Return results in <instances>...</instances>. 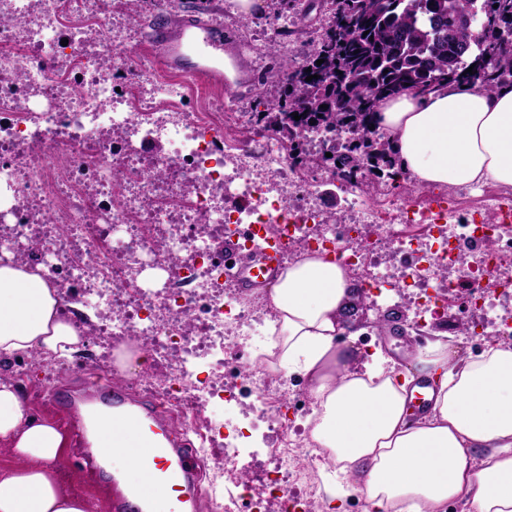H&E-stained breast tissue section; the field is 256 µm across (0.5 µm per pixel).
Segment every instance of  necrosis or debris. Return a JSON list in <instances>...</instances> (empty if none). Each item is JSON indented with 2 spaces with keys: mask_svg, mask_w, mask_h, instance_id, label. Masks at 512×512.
<instances>
[{
  "mask_svg": "<svg viewBox=\"0 0 512 512\" xmlns=\"http://www.w3.org/2000/svg\"><path fill=\"white\" fill-rule=\"evenodd\" d=\"M111 17L112 0H0V255L95 296L89 335L170 356L158 392L187 427L223 435V456L204 467L236 490L226 512H300L315 489L289 490L297 455L278 451L253 489L238 467L244 433L209 413L230 399L268 430L288 420L274 376L229 354L268 315L225 287V238L251 252L272 237L296 257L335 253L371 296L417 289L419 317H437L468 285L470 334L506 338L512 316L495 301L512 299V189L421 199L401 179L368 195L345 187L336 223L321 201L333 172L295 165L276 137L240 134L236 103L181 110L202 86L133 65ZM153 142L165 151L146 156Z\"/></svg>",
  "mask_w": 512,
  "mask_h": 512,
  "instance_id": "1",
  "label": "necrosis or debris"
}]
</instances>
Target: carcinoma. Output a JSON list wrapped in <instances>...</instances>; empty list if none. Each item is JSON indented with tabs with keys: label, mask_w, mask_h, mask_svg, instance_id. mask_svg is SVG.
Wrapping results in <instances>:
<instances>
[{
	"label": "carcinoma",
	"mask_w": 512,
	"mask_h": 512,
	"mask_svg": "<svg viewBox=\"0 0 512 512\" xmlns=\"http://www.w3.org/2000/svg\"><path fill=\"white\" fill-rule=\"evenodd\" d=\"M330 22L313 51L299 62L268 68L263 82L281 86L279 97L262 98L269 123L286 114L293 130L289 149L299 163L318 161L305 148L304 132L321 124L334 133L328 152L347 184L371 160L395 176L401 164L389 136L377 128L381 104L412 87L442 82L470 84L484 92L512 86V47L498 42L497 29L512 25V0H331ZM474 6L472 23L459 25L453 8ZM322 59L324 63L317 64ZM480 68L476 77L467 69ZM315 76L308 81L306 77ZM300 119H294V116Z\"/></svg>",
	"instance_id": "cac0c4a2"
}]
</instances>
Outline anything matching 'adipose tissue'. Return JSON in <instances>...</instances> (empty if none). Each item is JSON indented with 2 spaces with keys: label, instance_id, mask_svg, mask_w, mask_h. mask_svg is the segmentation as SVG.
Masks as SVG:
<instances>
[{
  "label": "adipose tissue",
  "instance_id": "adipose-tissue-1",
  "mask_svg": "<svg viewBox=\"0 0 512 512\" xmlns=\"http://www.w3.org/2000/svg\"><path fill=\"white\" fill-rule=\"evenodd\" d=\"M376 120L420 185H512L511 86L490 94L470 85L406 91L386 100ZM357 289L339 259L305 254L268 290L277 335L269 368L308 381L310 437L329 468L330 512L355 494L364 512H444L460 497L469 512H512V344L493 340L456 360L436 339L403 372L379 352L360 362L357 348L336 344ZM61 302L40 269L1 263L0 357L77 352L81 331ZM422 380L433 405L418 418L413 384ZM96 432L112 463L154 495V512H170L142 454L114 442L110 420ZM0 441L11 444L16 460L0 469V512H87L85 498L64 488L56 468L67 433L31 416L8 378L0 379Z\"/></svg>",
  "mask_w": 512,
  "mask_h": 512
}]
</instances>
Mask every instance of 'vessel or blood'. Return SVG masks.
Listing matches in <instances>:
<instances>
[{
	"label": "vessel or blood",
	"mask_w": 512,
	"mask_h": 512,
	"mask_svg": "<svg viewBox=\"0 0 512 512\" xmlns=\"http://www.w3.org/2000/svg\"><path fill=\"white\" fill-rule=\"evenodd\" d=\"M150 42L165 70L192 74L214 87L233 88V80L224 74V59L235 56L238 47L233 38L225 36L223 27L213 21L189 15L169 24L157 22L151 27ZM282 264V250L272 242L258 258L244 263L239 276L241 280L257 283L277 272ZM50 398L62 411L77 417L87 407L110 406L112 419L131 427L133 445L150 451L154 482L174 494L171 512H190L193 501L187 491L201 479L200 464L187 442L172 439L153 402L131 399L117 384L94 387L78 397L59 386L52 390ZM149 504V498L134 486L120 490L112 508L114 512H149Z\"/></svg>",
	"instance_id": "b4317fda"
}]
</instances>
